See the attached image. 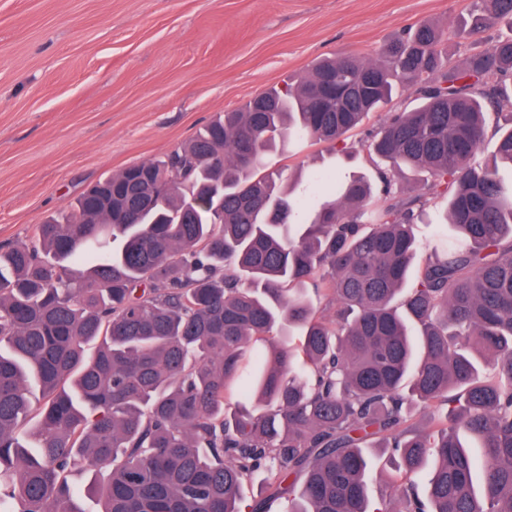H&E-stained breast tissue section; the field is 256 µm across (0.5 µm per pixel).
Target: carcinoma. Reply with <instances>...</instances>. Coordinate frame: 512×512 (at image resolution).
Here are the masks:
<instances>
[{
  "label": "carcinoma",
  "instance_id": "cac0c4a2",
  "mask_svg": "<svg viewBox=\"0 0 512 512\" xmlns=\"http://www.w3.org/2000/svg\"><path fill=\"white\" fill-rule=\"evenodd\" d=\"M481 2L473 29L512 22V0ZM447 40L424 23L377 60L323 59L0 248V512H84L76 473L101 512H243L256 472L250 512H392L369 499L368 448L427 471L424 496L394 489L401 512H512V36L453 65ZM398 81L416 105L364 147L421 192L383 173L372 209L369 180L329 175L316 210L292 197L271 156L338 144ZM439 199L456 239L412 282Z\"/></svg>",
  "mask_w": 512,
  "mask_h": 512
}]
</instances>
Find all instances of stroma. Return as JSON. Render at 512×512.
Wrapping results in <instances>:
<instances>
[{"mask_svg": "<svg viewBox=\"0 0 512 512\" xmlns=\"http://www.w3.org/2000/svg\"><path fill=\"white\" fill-rule=\"evenodd\" d=\"M477 0H0V245L125 167L160 159L216 113L304 76L321 58H379L403 30L450 23L455 64L512 33L462 22ZM292 140L285 165L315 187L379 180L361 145Z\"/></svg>", "mask_w": 512, "mask_h": 512, "instance_id": "obj_1", "label": "stroma"}]
</instances>
